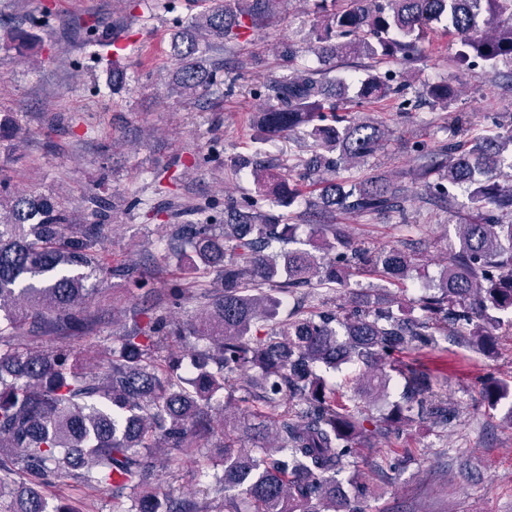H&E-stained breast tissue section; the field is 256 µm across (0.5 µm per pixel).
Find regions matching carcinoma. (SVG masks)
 I'll return each instance as SVG.
<instances>
[{"instance_id": "carcinoma-1", "label": "carcinoma", "mask_w": 512, "mask_h": 512, "mask_svg": "<svg viewBox=\"0 0 512 512\" xmlns=\"http://www.w3.org/2000/svg\"><path fill=\"white\" fill-rule=\"evenodd\" d=\"M173 38L174 86L181 96L217 93L220 63L206 55L261 29L279 0H209ZM312 51L322 68L306 69L267 86L261 116L272 134L303 130L315 153L308 160L247 164L258 192L284 208L300 194L292 172L301 167L319 192L324 217L317 250L297 238L299 225L264 214L258 202L225 200L226 219L199 206L194 224H171L170 245L186 276L160 296L143 276L133 285L152 302L130 313L132 326L113 337L106 363L83 366L70 343L49 350L14 345L24 326L34 332L87 331L83 310L105 272L103 224H76L67 210L23 191L0 195V512H81L79 500L53 505L59 483L118 496L137 489L125 512H208L207 504L177 497L158 483V467L180 466L199 441L222 431V471L209 475L220 499L216 512H354L336 476L349 468L370 435L388 434L418 419L446 426L457 417L431 371L406 351L434 349L438 337L461 335L484 350L494 346L498 314H512V121L478 128L462 113L454 133L422 155L414 179L427 195L451 204L458 187L481 218L457 224L459 248L448 256L435 292L419 299L418 316L377 304L366 309L311 305L348 285L356 274L393 283L407 276L415 255L398 246L372 252L352 243L336 212H382L407 222L403 177L359 178L352 169L376 153L388 130L350 116L347 105L373 104L406 89L411 71L382 69L389 59L412 65L425 55L432 24L447 21L457 38V70L512 69V0H320ZM368 60L349 86L330 77L331 63ZM453 80L431 83L423 96L446 109L457 97ZM344 171L343 182L322 177ZM297 247L290 249L288 244ZM223 278L211 291L207 276ZM304 291L285 320L274 293ZM194 299L195 323L171 318ZM360 362L349 406L336 400L320 368ZM403 382L401 401L381 416L358 403ZM243 406L221 417L224 395ZM489 404L512 397L506 384L484 389ZM23 478L13 495L15 478Z\"/></svg>"}]
</instances>
